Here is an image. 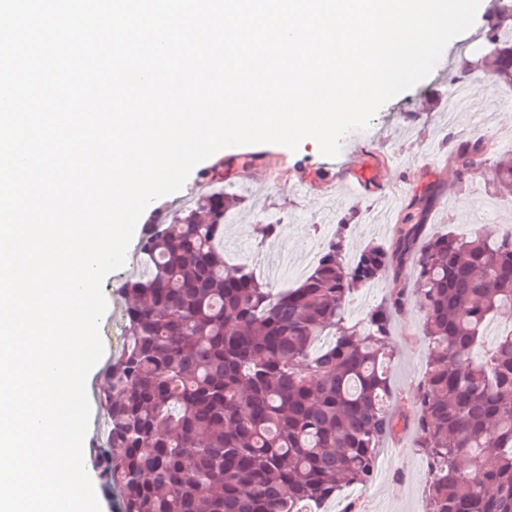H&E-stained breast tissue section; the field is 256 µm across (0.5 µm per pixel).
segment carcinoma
<instances>
[{
	"instance_id": "cac0c4a2",
	"label": "carcinoma",
	"mask_w": 512,
	"mask_h": 512,
	"mask_svg": "<svg viewBox=\"0 0 512 512\" xmlns=\"http://www.w3.org/2000/svg\"><path fill=\"white\" fill-rule=\"evenodd\" d=\"M483 34L499 49L494 81L512 87L511 3L492 0ZM449 160L457 183L489 163L512 192V152L459 139ZM211 183L174 223L143 225L144 270L122 284L125 342L99 377L106 428L91 448L116 512H312L370 486L400 421L390 323L412 295L431 346L415 395L429 512H512V330L484 340L490 321L512 323V228L427 236L415 196L390 243L347 262L338 233L274 295L248 266H226L223 166ZM385 271L389 297L348 322L349 297ZM319 336L333 340L317 349Z\"/></svg>"
}]
</instances>
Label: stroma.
Here are the masks:
<instances>
[{"mask_svg":"<svg viewBox=\"0 0 512 512\" xmlns=\"http://www.w3.org/2000/svg\"><path fill=\"white\" fill-rule=\"evenodd\" d=\"M448 90V73L432 72L384 104L367 129L355 133L364 174L353 193L340 183L327 182V159L309 143L299 144L294 151L278 144L265 147L281 170L308 176L309 192L302 196L290 192L286 180L265 183L260 171L246 163V155L255 153V146L239 147L231 157L217 152L216 158L224 162L225 192L241 199L224 226L225 260L248 263L264 280L273 269V258L284 255L289 274L278 286L295 287L297 270L312 250L322 248L333 237L340 217H352L345 232L346 257L351 260L367 244L391 240L402 209L416 194L422 199L421 221L429 234L492 235L512 224V196L496 192L489 167L477 169L459 186L448 160L452 141L472 137L477 130L493 139L496 152L512 151V88L490 85L487 93L476 94L472 107L457 112L451 121L445 117ZM210 166L207 160L199 163L180 191L156 199L153 208L143 211L140 223L154 216L170 220L197 199L202 174ZM260 224L277 225V235L260 240L255 232ZM136 260L135 251H128L125 265L103 281L107 310L100 321V334L106 362L124 346L126 303L120 286L134 271ZM422 324V313L414 302L397 312L391 323L390 383L394 405L406 428L381 449L379 471L367 487L366 497L358 498L355 488H344L328 502L326 512H342L351 500L359 512H426V462L414 445L411 428L417 414L413 396L429 360Z\"/></svg>","mask_w":512,"mask_h":512,"instance_id":"35a3bbf8","label":"stroma"}]
</instances>
